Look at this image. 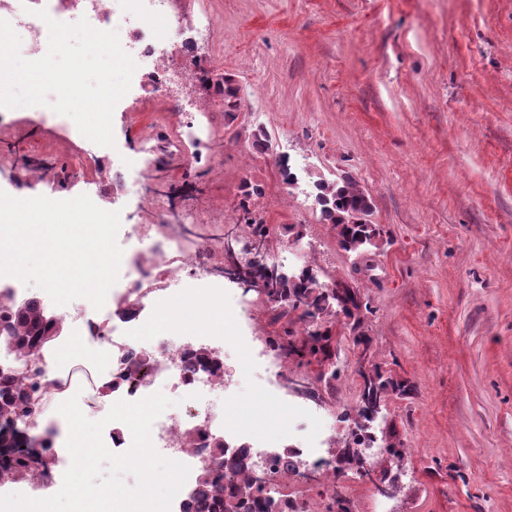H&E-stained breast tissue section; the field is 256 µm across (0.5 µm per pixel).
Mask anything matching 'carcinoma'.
<instances>
[{
    "label": "carcinoma",
    "mask_w": 512,
    "mask_h": 512,
    "mask_svg": "<svg viewBox=\"0 0 512 512\" xmlns=\"http://www.w3.org/2000/svg\"><path fill=\"white\" fill-rule=\"evenodd\" d=\"M224 105V112L231 115L240 109V87L228 79L218 88ZM263 194L259 185L249 182L242 186L240 202L243 211L250 215L247 227L250 238L267 250L277 235L278 227L268 224L262 218L251 216L249 203L252 198ZM312 196L319 209L320 219L332 225L336 231L339 246L361 255L369 251L372 234L381 232L379 225L371 224L368 217L372 212L370 196L361 189L356 180L343 176L334 180H318L313 183ZM262 295L270 304L272 321L283 323V335L270 337V342L287 353L297 357L299 364L309 365L316 360L330 361L335 356L332 350L333 334L331 324L340 314L349 319L354 342L366 343L362 331L365 313L356 290L344 286L333 296L317 281L309 269L301 271L278 268L271 279V287ZM303 309L300 319L311 318L319 323V329L308 331L300 342L290 340L294 332L288 329V315ZM0 326L7 333V339L15 352L36 356L40 346L47 340L52 325L44 319L38 300L31 297L24 304L12 301L0 303ZM363 389L358 408L355 409L352 429V444L340 450V461L349 467L362 466L361 447H370L373 437L367 434L370 413L378 410L388 388L394 383L385 378L378 366L361 373ZM32 395L27 385L10 366H3L0 372V422L12 423L28 414ZM211 456L222 462L221 470H205L196 482L194 501L215 512H285L288 503H277L263 495L261 480L253 476L240 457L225 454L224 441L216 440L210 447ZM40 472L26 454L18 450V444H10L0 452V479L27 480Z\"/></svg>",
    "instance_id": "obj_1"
}]
</instances>
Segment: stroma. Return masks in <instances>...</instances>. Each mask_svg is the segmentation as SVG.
<instances>
[{
    "instance_id": "stroma-1",
    "label": "stroma",
    "mask_w": 512,
    "mask_h": 512,
    "mask_svg": "<svg viewBox=\"0 0 512 512\" xmlns=\"http://www.w3.org/2000/svg\"><path fill=\"white\" fill-rule=\"evenodd\" d=\"M184 14L207 18L218 40L174 55L197 76H231L242 104L227 118L214 91L198 88L209 107L211 135L186 146L183 162H157L142 182H127L125 224L154 217L141 188L167 192L178 207L203 204L217 218L193 225L187 246L233 231L247 239L241 186L263 187L253 210L282 233L268 256L288 268L318 271L325 282L356 287L370 308L363 347L335 325L340 377L319 382L327 364H273L275 385L242 341L253 317L259 336L281 333L269 307L244 284L225 280V315L195 319L191 298L175 313L198 334L224 341L223 358L238 378L228 393L204 396L213 418L235 412L274 448H293L317 427L351 438L346 415L358 406L361 367L380 365L408 393H387L371 431L404 449L400 478L378 490L389 466L381 453L368 472L341 469L306 478L307 512H325L340 483L355 512H512V0H180ZM153 76L116 105L112 126L128 162L158 149L171 133L165 98ZM0 136V190L76 197L90 191L106 157L92 156L74 121L45 125L38 107H20ZM264 127L271 152L252 146ZM51 173L31 182L34 164ZM300 175L287 189L281 165ZM355 178L371 197L378 249L359 257L338 245L319 218L313 182Z\"/></svg>"
}]
</instances>
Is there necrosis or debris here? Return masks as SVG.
I'll return each mask as SVG.
<instances>
[{
  "label": "necrosis or debris",
  "instance_id": "1",
  "mask_svg": "<svg viewBox=\"0 0 512 512\" xmlns=\"http://www.w3.org/2000/svg\"><path fill=\"white\" fill-rule=\"evenodd\" d=\"M178 0H0V20L11 23L13 28L22 30L28 39V51L32 59L42 58L48 50V39L44 34L43 21L39 11L63 19H86L95 29L116 30L121 34L120 44L136 64L132 89H140L141 72L153 73L157 78L155 92L166 98L174 111L183 112L195 96L192 77L177 74L170 67L173 50L191 47L195 39L214 40L213 27L195 26L177 8ZM167 19L176 35L173 48H164L156 32L147 24L148 19ZM156 213L152 224L127 225L123 234L125 242L131 243L132 250L123 254L122 263L126 277L138 284L152 288L153 308L162 312L174 304L182 282L179 267L168 264L169 253L181 252V234L188 225L209 223V216L201 211L179 212L169 209L163 202L151 200ZM213 252L207 248L196 250L191 256L192 277L198 281L196 290L204 312H212L224 305V287L217 280L219 270L212 265ZM143 305L132 306L131 310H120L115 320H103L91 324L93 335L107 338L112 348V373H125L128 362L133 358L149 357L145 369L135 375L122 389L113 391V400H139L156 392L178 396L187 403H197L212 389H231L236 380L231 376H215L209 369L195 363L189 356L191 342L173 346L160 344L145 347L136 331L142 323ZM20 378L28 382L37 401L34 411L18 419L15 425L25 433H32L43 416L41 407L44 400L69 389L72 380L60 375H51L44 356L27 358L13 355L10 359ZM203 432V439L195 447H185L183 437L193 432ZM152 441L157 452L169 459L189 466L191 475H199L210 456L208 441L233 435L241 438L239 448L229 449V456H243L250 471L265 479L264 493L280 499L288 495V478L299 472L297 462L289 460L280 451L265 449L262 443H250V433L237 419L228 414L223 422L211 417L197 419L194 413L174 415L162 413L153 423Z\"/></svg>",
  "mask_w": 512,
  "mask_h": 512
}]
</instances>
